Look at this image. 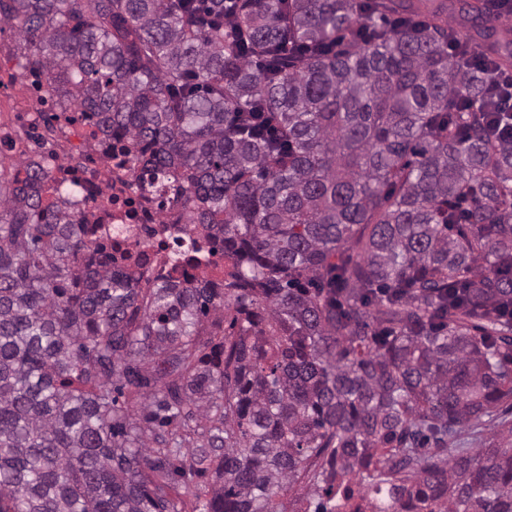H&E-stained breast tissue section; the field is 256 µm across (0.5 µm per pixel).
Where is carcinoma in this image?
Instances as JSON below:
<instances>
[{
	"mask_svg": "<svg viewBox=\"0 0 512 512\" xmlns=\"http://www.w3.org/2000/svg\"><path fill=\"white\" fill-rule=\"evenodd\" d=\"M449 9L0 0L26 65L234 262L141 288L29 163L0 181V512H336L338 486L355 512H512V421L457 447L512 400V142L472 63L512 45L460 0L479 38L448 52Z\"/></svg>",
	"mask_w": 512,
	"mask_h": 512,
	"instance_id": "obj_1",
	"label": "carcinoma"
}]
</instances>
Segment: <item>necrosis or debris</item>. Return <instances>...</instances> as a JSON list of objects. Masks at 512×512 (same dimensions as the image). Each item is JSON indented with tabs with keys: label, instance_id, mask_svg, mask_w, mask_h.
I'll return each mask as SVG.
<instances>
[{
	"label": "necrosis or debris",
	"instance_id": "necrosis-or-debris-1",
	"mask_svg": "<svg viewBox=\"0 0 512 512\" xmlns=\"http://www.w3.org/2000/svg\"><path fill=\"white\" fill-rule=\"evenodd\" d=\"M112 143L71 98L57 95L46 77L20 64H0V162L23 158L44 174L43 199L65 197L100 252L130 250L123 266L141 285L165 279L224 281L230 267L223 252L209 266L169 263L175 237H199L185 206L159 205L153 189H141L132 162L116 165Z\"/></svg>",
	"mask_w": 512,
	"mask_h": 512
}]
</instances>
